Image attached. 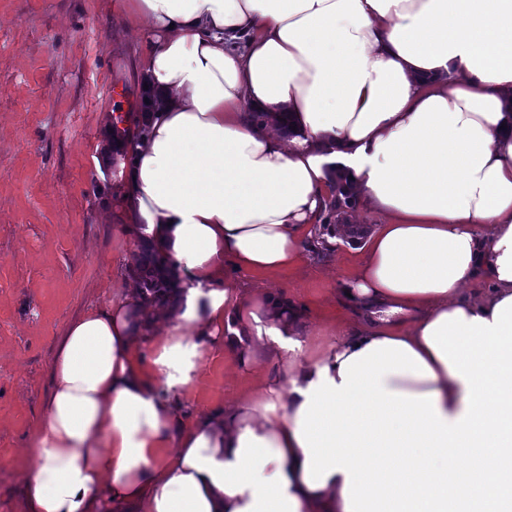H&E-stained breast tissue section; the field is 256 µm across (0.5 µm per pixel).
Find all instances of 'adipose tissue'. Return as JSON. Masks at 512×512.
Segmentation results:
<instances>
[{
    "instance_id": "ef3b65f1",
    "label": "adipose tissue",
    "mask_w": 512,
    "mask_h": 512,
    "mask_svg": "<svg viewBox=\"0 0 512 512\" xmlns=\"http://www.w3.org/2000/svg\"><path fill=\"white\" fill-rule=\"evenodd\" d=\"M125 10L147 132L94 165L178 293L69 324L29 512H512V0ZM337 171L384 221L320 335L239 276L302 261ZM211 346L284 365L201 417Z\"/></svg>"
}]
</instances>
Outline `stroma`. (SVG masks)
Segmentation results:
<instances>
[{"label": "stroma", "instance_id": "obj_1", "mask_svg": "<svg viewBox=\"0 0 512 512\" xmlns=\"http://www.w3.org/2000/svg\"><path fill=\"white\" fill-rule=\"evenodd\" d=\"M147 53L124 0H0V512H27L33 434L67 326L130 278L131 243L91 157L105 144V114L138 112ZM359 261L347 240L314 234L299 266L243 285L285 296L330 329L346 316L336 290ZM279 368L263 355L244 372L211 348L188 400L219 409Z\"/></svg>", "mask_w": 512, "mask_h": 512}]
</instances>
